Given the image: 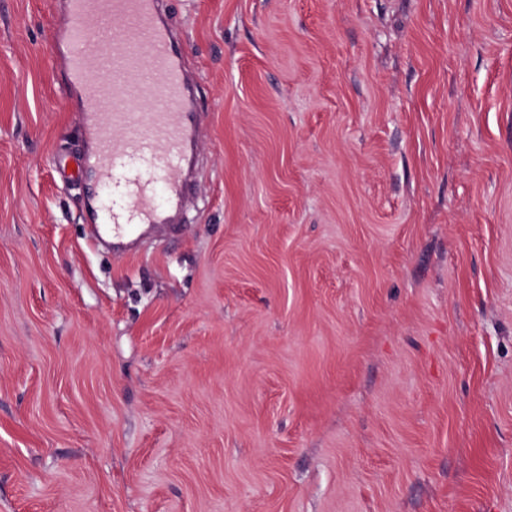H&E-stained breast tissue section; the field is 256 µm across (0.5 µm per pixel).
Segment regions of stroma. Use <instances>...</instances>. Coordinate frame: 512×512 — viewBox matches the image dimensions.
<instances>
[{
  "label": "stroma",
  "instance_id": "stroma-1",
  "mask_svg": "<svg viewBox=\"0 0 512 512\" xmlns=\"http://www.w3.org/2000/svg\"><path fill=\"white\" fill-rule=\"evenodd\" d=\"M63 2L0 0V512H512V0H172L200 190L136 252Z\"/></svg>",
  "mask_w": 512,
  "mask_h": 512
}]
</instances>
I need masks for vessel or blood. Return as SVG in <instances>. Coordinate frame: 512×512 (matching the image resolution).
<instances>
[{"mask_svg": "<svg viewBox=\"0 0 512 512\" xmlns=\"http://www.w3.org/2000/svg\"><path fill=\"white\" fill-rule=\"evenodd\" d=\"M66 2V79L96 101L83 114L95 178L87 218L125 250L137 231L172 223L185 202L186 160L198 136L195 88L168 0ZM115 21L117 33L98 37ZM134 101L148 111H133Z\"/></svg>", "mask_w": 512, "mask_h": 512, "instance_id": "vessel-or-blood-1", "label": "vessel or blood"}]
</instances>
